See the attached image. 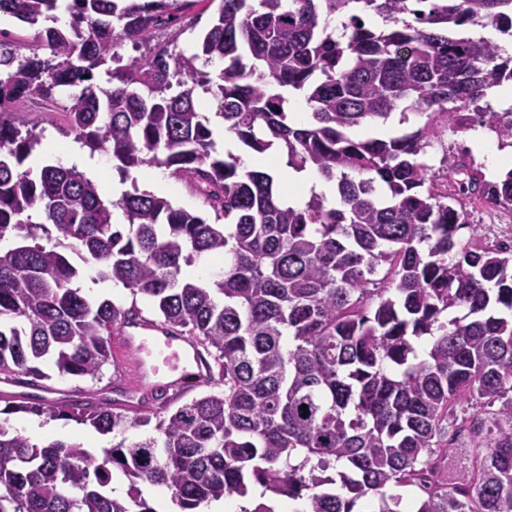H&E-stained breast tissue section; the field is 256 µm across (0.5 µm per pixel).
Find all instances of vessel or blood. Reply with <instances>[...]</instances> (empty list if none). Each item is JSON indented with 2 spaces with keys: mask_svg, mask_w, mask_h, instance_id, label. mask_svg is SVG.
I'll use <instances>...</instances> for the list:
<instances>
[{
  "mask_svg": "<svg viewBox=\"0 0 512 512\" xmlns=\"http://www.w3.org/2000/svg\"><path fill=\"white\" fill-rule=\"evenodd\" d=\"M117 343L118 367L136 392L183 387L203 367L191 336L142 316L121 326Z\"/></svg>",
  "mask_w": 512,
  "mask_h": 512,
  "instance_id": "obj_1",
  "label": "vessel or blood"
}]
</instances>
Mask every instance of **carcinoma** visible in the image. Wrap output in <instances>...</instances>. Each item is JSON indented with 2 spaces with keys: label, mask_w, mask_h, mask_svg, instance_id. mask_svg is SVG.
I'll list each match as a JSON object with an SVG mask.
<instances>
[{
  "label": "carcinoma",
  "mask_w": 512,
  "mask_h": 512,
  "mask_svg": "<svg viewBox=\"0 0 512 512\" xmlns=\"http://www.w3.org/2000/svg\"><path fill=\"white\" fill-rule=\"evenodd\" d=\"M215 1L186 55L157 34L201 0H0L31 26L69 16L32 46L0 29V377H42L50 357L93 380L115 362L112 335L141 309L91 298L89 278L196 337L223 387L134 418L109 402L7 404L1 415L73 420L114 442L98 457L1 420L0 512H157L144 485L171 490L179 512L257 486L262 501L241 512H275L280 497L302 512H358L370 498L402 512L389 485L422 493L414 512H512V244L455 241L469 225L458 195L511 206L512 169L490 181L472 164L444 193L423 161L447 130L512 140V119L478 105L512 85V55L466 33L490 24L512 39V0ZM125 43L147 51L125 64ZM73 87L68 132L131 180L114 201L75 166L22 169L52 113L33 121L20 103ZM201 91L235 146L315 168L337 202L313 192L293 207L273 172L218 153ZM295 100L310 108L303 124ZM397 110L426 121L350 135ZM145 165L203 208L140 190ZM203 256L224 266L187 275ZM459 440L473 454L450 474ZM168 175L169 179L172 182V185L175 187L176 192L173 195H164L161 194L167 199H169L174 205L185 207L188 209H200L201 202L200 200L189 190L188 186L181 180L173 177L168 170L162 168Z\"/></svg>",
  "instance_id": "cac0c4a2"
}]
</instances>
